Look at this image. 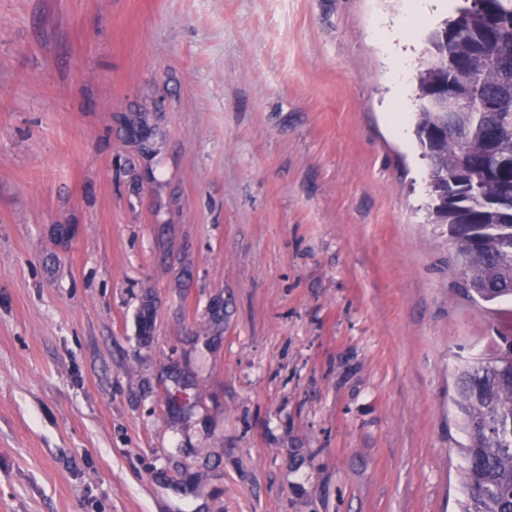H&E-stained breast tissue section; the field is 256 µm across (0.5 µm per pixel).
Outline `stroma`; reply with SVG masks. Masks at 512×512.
Listing matches in <instances>:
<instances>
[{
    "label": "stroma",
    "mask_w": 512,
    "mask_h": 512,
    "mask_svg": "<svg viewBox=\"0 0 512 512\" xmlns=\"http://www.w3.org/2000/svg\"><path fill=\"white\" fill-rule=\"evenodd\" d=\"M413 4L0 0V512H455Z\"/></svg>",
    "instance_id": "stroma-1"
}]
</instances>
